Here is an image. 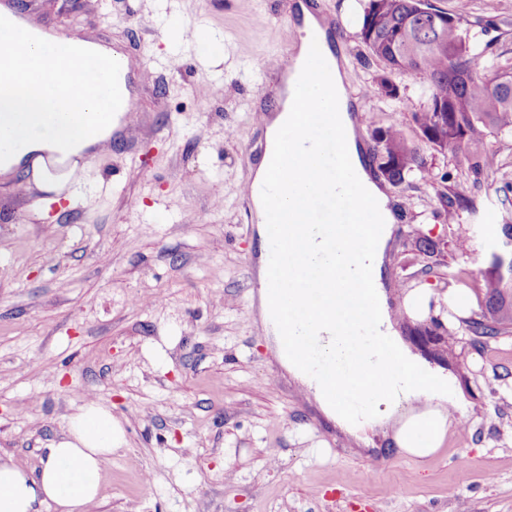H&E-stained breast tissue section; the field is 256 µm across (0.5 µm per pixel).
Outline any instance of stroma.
<instances>
[{
    "label": "stroma",
    "mask_w": 512,
    "mask_h": 512,
    "mask_svg": "<svg viewBox=\"0 0 512 512\" xmlns=\"http://www.w3.org/2000/svg\"><path fill=\"white\" fill-rule=\"evenodd\" d=\"M294 0H11L18 16L53 33L84 26L123 53L134 72L138 122L112 135L70 195L0 181V456L29 472L86 399L125 433L85 512H512V335L474 346L451 339L447 372L464 398L466 429H451L425 464L377 439L356 454L304 388L281 368L252 308L260 288L256 221L242 193L258 163L259 119L277 91L267 63L297 51ZM343 24L336 44L359 98L358 139L418 133L427 78L387 73L357 37L360 0H313ZM461 21L482 20L487 57L512 60V0H433ZM218 36L221 63L170 39L173 25ZM396 99L372 91L382 77ZM496 174L459 172L448 153L421 146L423 170L382 182L396 216L383 269L388 303L417 323L406 300L445 292L424 274L417 235L441 240L451 270L475 292L499 226L501 174L512 137L482 134ZM464 199L452 224L440 197ZM59 259L56 270L46 256ZM160 291L165 304H135ZM470 460L468 468L454 464ZM385 459L383 468L371 459Z\"/></svg>",
    "instance_id": "stroma-1"
}]
</instances>
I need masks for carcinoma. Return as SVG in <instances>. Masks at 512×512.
I'll list each match as a JSON object with an SVG mask.
<instances>
[{
	"instance_id": "cac0c4a2",
	"label": "carcinoma",
	"mask_w": 512,
	"mask_h": 512,
	"mask_svg": "<svg viewBox=\"0 0 512 512\" xmlns=\"http://www.w3.org/2000/svg\"><path fill=\"white\" fill-rule=\"evenodd\" d=\"M480 32L422 0H364L358 38L390 72L427 77L428 104L412 113L422 140L448 152L456 167L475 174L498 170L482 146L480 128L512 136V64L481 61ZM377 169L394 185L421 169L415 142L398 126L379 130ZM479 312L448 322V335L463 329L481 338L512 332V250L492 260L477 288Z\"/></svg>"
}]
</instances>
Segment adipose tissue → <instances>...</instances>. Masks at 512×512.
<instances>
[{"mask_svg":"<svg viewBox=\"0 0 512 512\" xmlns=\"http://www.w3.org/2000/svg\"><path fill=\"white\" fill-rule=\"evenodd\" d=\"M299 13L304 35L293 65L282 77L280 100L264 119L266 157L253 177L257 233L264 238L271 225L287 226L285 262L292 276L317 263L324 253L326 244L319 229L304 236L290 223L300 203L294 189H287L273 203L266 187L272 177L268 158L277 150L281 131L288 123L302 124L305 113L315 105L326 106L353 170L352 183L337 186L336 194L342 199L354 195L361 201L355 222L342 227L334 281L340 288L350 278L363 281L364 309L375 335L370 342H354L350 321L361 309L357 305H349L343 314L332 308L323 312L312 330L321 354L328 361L349 366L335 386L328 387L289 345L288 314L295 303L303 301L304 289H293L291 300L280 307L272 304L266 291H259L261 325L281 366L307 389L337 427L355 438L365 428H382L401 453L425 459L440 448L448 429L455 426L453 412L462 408L463 398L448 375L417 365L392 323L382 268L395 215L385 192L364 165L350 115L345 71L330 45L324 44L320 50V80H312L309 74L311 40L326 37L327 25L307 6H300ZM0 23L11 28L15 42L22 47L14 59L21 76L10 91L0 93V131H9L19 143L15 149H0V177L10 178L22 167L37 190L62 192L75 173L85 171L89 158L107 146L120 123L110 91L113 52L84 41L72 45L66 55L51 58L43 48L40 28L2 7ZM90 64L103 72L104 89L96 94L84 90L78 80L80 71ZM293 100L300 101L299 112H289ZM361 374L369 378L372 388L365 406L355 413L348 399ZM402 400L408 401L409 407L400 413L396 406ZM124 442V431L111 411L96 400L86 401L70 416L66 431L52 441L37 473L0 457V512H40L49 501L59 512H83L100 494L102 473L113 449Z\"/></svg>","mask_w":512,"mask_h":512,"instance_id":"1","label":"adipose tissue"}]
</instances>
